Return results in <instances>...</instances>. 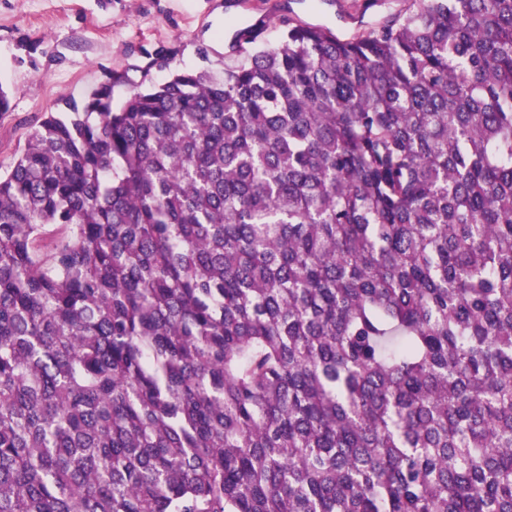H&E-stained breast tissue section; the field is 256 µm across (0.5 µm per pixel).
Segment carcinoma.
Returning <instances> with one entry per match:
<instances>
[{
    "mask_svg": "<svg viewBox=\"0 0 512 512\" xmlns=\"http://www.w3.org/2000/svg\"><path fill=\"white\" fill-rule=\"evenodd\" d=\"M119 82L0 174V512H512V0Z\"/></svg>",
    "mask_w": 512,
    "mask_h": 512,
    "instance_id": "obj_1",
    "label": "carcinoma"
}]
</instances>
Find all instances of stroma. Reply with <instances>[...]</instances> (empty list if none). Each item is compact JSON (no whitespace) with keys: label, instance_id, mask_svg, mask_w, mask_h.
<instances>
[{"label":"stroma","instance_id":"stroma-1","mask_svg":"<svg viewBox=\"0 0 512 512\" xmlns=\"http://www.w3.org/2000/svg\"><path fill=\"white\" fill-rule=\"evenodd\" d=\"M0 0V87L10 108L0 112V173L11 169L32 127L64 112L112 76H123L116 99L177 70L207 69L223 77L239 55L222 46L262 25L261 43L279 41L281 20L329 28L358 18L368 31L403 0Z\"/></svg>","mask_w":512,"mask_h":512}]
</instances>
